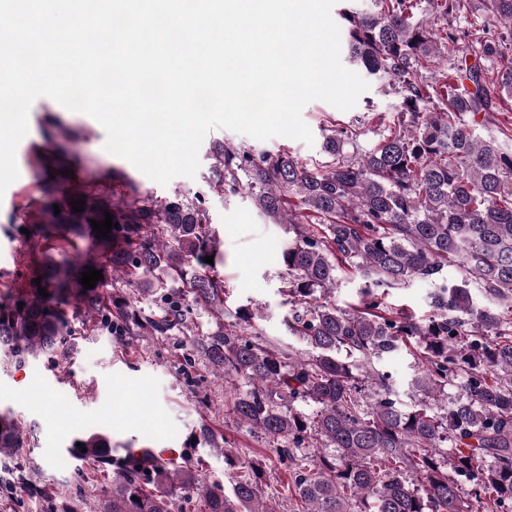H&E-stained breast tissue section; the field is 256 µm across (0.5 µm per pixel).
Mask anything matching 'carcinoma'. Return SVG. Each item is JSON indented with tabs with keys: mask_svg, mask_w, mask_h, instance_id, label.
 <instances>
[{
	"mask_svg": "<svg viewBox=\"0 0 512 512\" xmlns=\"http://www.w3.org/2000/svg\"><path fill=\"white\" fill-rule=\"evenodd\" d=\"M418 2L339 12L349 61L398 97L396 119L369 145L367 123L357 119L324 134V158L313 166L285 151L210 147V190L247 189L272 223L285 225V325L305 348L263 336L252 308L224 306L215 271L224 256L203 197L159 200L114 173L119 192L108 198L61 175L75 158L37 148L32 166L43 178L35 189L60 213L43 210L30 229L38 254L28 256V272L0 276V353L19 366L66 353L72 328L60 305L73 300L86 325L182 336L186 364L201 361L241 382L229 414L272 441L307 512H355L353 503L360 512H512V149L482 138L468 120L480 115L482 127L512 141V123L500 119L502 89L512 88V0H484L495 28L461 36L416 18ZM428 4L446 20L465 15L469 0ZM73 198L86 201L84 211H72ZM107 212L119 226L106 238L90 220ZM89 266L104 279L85 291L79 278ZM343 268L360 281L356 305L331 301ZM415 279L435 284L429 318L383 309L387 290ZM410 344L405 404L383 363ZM456 381L463 395L440 398ZM26 434L0 412V455L16 454ZM73 443L88 468L112 471L102 512H184L178 491L200 494L205 512H269L258 467L228 495L192 466L129 453L114 459L102 434ZM0 480L42 493L20 466Z\"/></svg>",
	"mask_w": 512,
	"mask_h": 512,
	"instance_id": "obj_1",
	"label": "carcinoma"
}]
</instances>
